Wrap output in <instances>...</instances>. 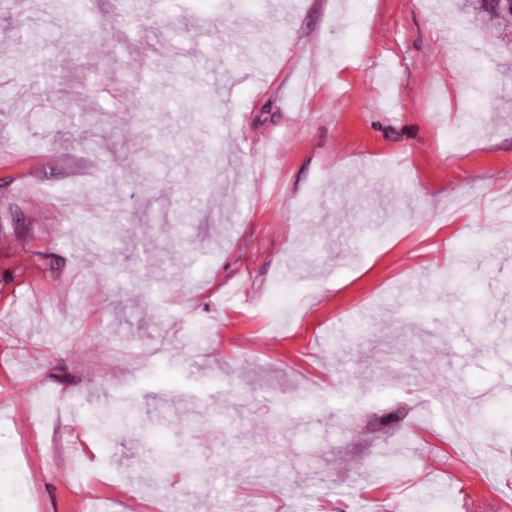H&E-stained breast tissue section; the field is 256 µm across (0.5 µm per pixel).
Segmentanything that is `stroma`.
Masks as SVG:
<instances>
[{
  "label": "stroma",
  "instance_id": "35a3bbf8",
  "mask_svg": "<svg viewBox=\"0 0 512 512\" xmlns=\"http://www.w3.org/2000/svg\"><path fill=\"white\" fill-rule=\"evenodd\" d=\"M463 3L97 0L87 41L0 0V512L18 473L34 512H512V41Z\"/></svg>",
  "mask_w": 512,
  "mask_h": 512
}]
</instances>
